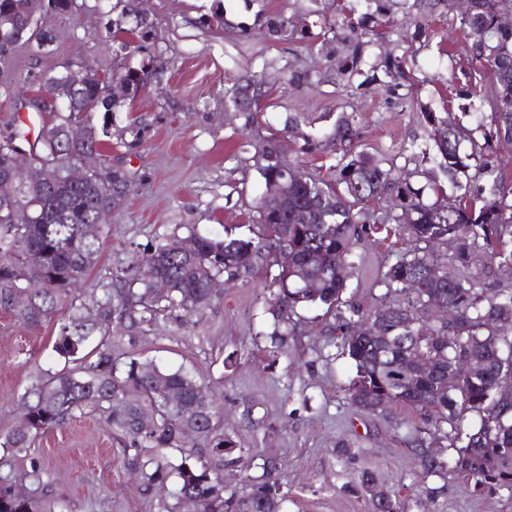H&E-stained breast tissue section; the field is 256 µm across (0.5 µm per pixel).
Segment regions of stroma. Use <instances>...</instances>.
I'll use <instances>...</instances> for the list:
<instances>
[{"instance_id":"1","label":"stroma","mask_w":512,"mask_h":512,"mask_svg":"<svg viewBox=\"0 0 512 512\" xmlns=\"http://www.w3.org/2000/svg\"><path fill=\"white\" fill-rule=\"evenodd\" d=\"M79 2L77 12L45 18L56 34L48 52L12 51L0 63V80L31 79L70 61L106 75L119 64L145 71L141 90L125 97L113 114L112 143L104 153L131 172L135 187L112 214L98 262L78 290L85 301L109 268L149 248L157 236L172 235L176 226L220 234L256 221L263 184L254 142L278 139L287 160L333 180V147L302 154L300 140L283 131L288 116L305 118L311 133L321 136L339 115H353L361 150L383 166L411 170L421 165V151L430 144L424 111L447 113L469 128L492 115L488 102L471 95V40L456 12L445 7L425 23L412 9H398L390 38L410 79L395 94L382 74L369 71L349 82L299 88L288 83L290 70L324 64L321 43L344 57L346 47L328 24L354 0H227L220 20L212 16L213 0H147L154 38L147 49L123 51L105 37L110 17L100 0ZM275 12L288 17L300 36H239L238 27L251 28L256 15ZM259 73L266 91L261 112L234 111L230 98L237 82ZM130 125L135 133H127ZM406 247L405 238L382 232L360 242L355 253L361 263L347 299L367 312L380 306V274ZM265 291L260 277L221 289L198 324L179 328L164 321L136 345L119 340L113 347L124 359L185 368L214 392L225 434L244 451L238 464L224 470L225 491H244L247 478L261 474V456L272 454L282 464L288 512H367L363 498L346 488L350 473L337 452L343 444L355 453L357 467L375 471L386 488L405 498L418 490L411 512H512V492L478 497L451 472L420 478L402 442L404 427L419 422L418 411L397 406L387 415H368L349 403L345 389L352 368L334 332L333 314L320 307L298 310L287 346L270 355ZM65 316L58 311L32 329L0 310V432L20 422V398L39 371L63 368L53 345ZM125 444L120 432L86 415L39 435L13 460L15 489L26 492L24 475L36 461L47 469L49 500L69 504L73 512H160L173 484L144 490Z\"/></svg>"}]
</instances>
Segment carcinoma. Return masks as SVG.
<instances>
[{
  "mask_svg": "<svg viewBox=\"0 0 512 512\" xmlns=\"http://www.w3.org/2000/svg\"><path fill=\"white\" fill-rule=\"evenodd\" d=\"M362 13L341 20L342 40L347 42L340 74L352 80L362 73L378 42L370 24H391L396 0H357ZM29 0H0V29L9 20L21 34L19 45L35 53L56 39L45 27L29 32L25 18ZM117 13L107 35L119 39L131 34L147 48L153 19L138 17L134 0H115ZM512 13V0H469L460 11V24L472 38V62L490 75L486 86L474 85L486 94L492 108L490 126H481L483 140L512 137V26L498 19ZM288 18L261 16L260 27L276 40L293 35ZM393 88L409 79L404 60L387 54L377 63ZM49 76L69 93L63 108L45 105L35 111L52 121L50 134L37 132L28 138L23 129L0 136V176L19 160H40L53 165L49 184L29 183L20 188L15 204L29 211L26 224L12 221L0 205V307L20 323L36 328L61 307L68 315L60 323L54 352L67 370L41 372L21 396L26 423L0 433V452L14 455L30 447L34 437L59 429L70 421L96 414L108 427L121 432L135 451L141 484L149 489L174 483L172 501L162 512H271L273 501L284 500L277 457H262V474L249 490L224 494L220 466L239 458L224 439V419L213 396L186 370L160 368L152 360L112 356L113 326L121 328L129 342L153 332L159 321L171 319L180 326L200 315L217 297V285L247 282L261 276L269 280L264 312L273 320L271 345L288 341V321L301 308L323 307L336 318L343 353L354 366L345 388L351 405L371 415L394 406L420 412L421 422L408 429L403 443L418 458L419 473L439 476L453 468L473 483L479 496L500 490L512 492V289L493 296L482 287L481 272L472 270V254L483 249L486 267L512 266V186L504 184L500 169L484 161L473 130L448 122L439 112H425L434 152L426 156L430 167L417 170L433 191L443 184L460 187L459 176L475 162L474 177L467 180L458 203L444 208L423 199L392 169L364 152L354 151L358 139L355 121L339 117L328 141L339 146L336 181L327 182L290 162L275 140L252 147L264 191L257 201V223L246 231L206 236L187 228L194 251L175 255L168 238L160 237L144 254L126 265L113 267L100 282V294L91 303L72 291L97 264L104 235L90 238L83 228L93 223L98 211L118 210L132 191L127 171L108 165L112 189L96 174L85 183L68 178L71 164L100 148L112 138V112L120 99L104 104L95 79L73 87L67 70ZM112 76L122 79L128 93L142 86L141 74L119 66ZM263 97L261 83L248 79L230 99L239 112H258ZM102 115V121L91 119ZM74 124L85 127L79 139L70 137ZM285 132L303 141L305 154L320 150L321 142L301 129L300 120L286 121ZM468 141L472 152L460 151ZM384 224L403 225L413 248L386 266L380 276L385 288L383 304L371 314L342 299L356 245ZM454 270H448V265ZM315 280L319 288H302ZM26 293V303L16 306L14 297ZM439 303L454 310L447 321L430 322L423 314ZM461 360L477 365L472 376L448 381L452 366ZM128 390L139 393L130 404ZM480 417L479 426L465 427L467 414ZM205 448L192 450L175 460L166 450L179 448L188 438ZM453 451L451 458L428 452L435 446ZM144 448L156 453L145 458ZM32 489L18 498L10 475L0 476V512H43L47 494L46 472L33 464L26 474ZM349 489L362 497L369 512H408L396 494L384 493L373 471L352 469Z\"/></svg>",
  "mask_w": 512,
  "mask_h": 512,
  "instance_id": "cac0c4a2",
  "label": "carcinoma"
}]
</instances>
